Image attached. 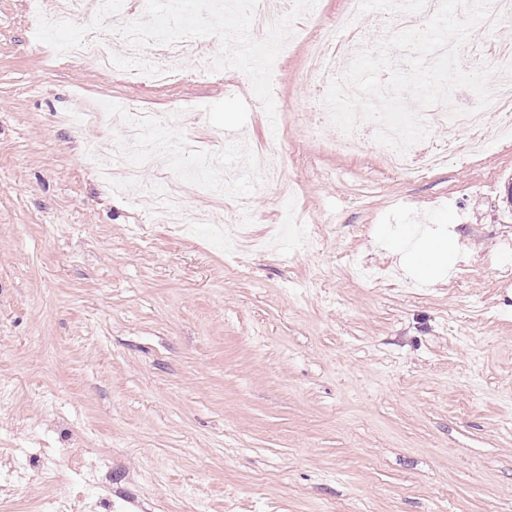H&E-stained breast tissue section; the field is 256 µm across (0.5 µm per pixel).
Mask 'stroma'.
I'll list each match as a JSON object with an SVG mask.
<instances>
[{"label": "stroma", "instance_id": "35a3bbf8", "mask_svg": "<svg viewBox=\"0 0 512 512\" xmlns=\"http://www.w3.org/2000/svg\"><path fill=\"white\" fill-rule=\"evenodd\" d=\"M342 0H317L273 74L280 126L240 71L130 76L47 54L30 0H0V504L80 483L84 512H512V138L417 180L367 142L349 157L309 128L305 39ZM192 105L205 177L158 153L142 184L190 183L203 223L180 234L111 189L90 145L124 160L120 127L84 106ZM281 155L268 182L259 153ZM248 238L225 242L233 203ZM444 224L450 275L425 283L379 244L382 226ZM87 449L89 476L67 449Z\"/></svg>", "mask_w": 512, "mask_h": 512}]
</instances>
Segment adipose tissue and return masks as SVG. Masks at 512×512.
<instances>
[{
  "mask_svg": "<svg viewBox=\"0 0 512 512\" xmlns=\"http://www.w3.org/2000/svg\"><path fill=\"white\" fill-rule=\"evenodd\" d=\"M389 239L418 280L440 276L452 269L455 263V248L448 234L432 232L416 237L409 232L393 233Z\"/></svg>",
  "mask_w": 512,
  "mask_h": 512,
  "instance_id": "obj_1",
  "label": "adipose tissue"
}]
</instances>
